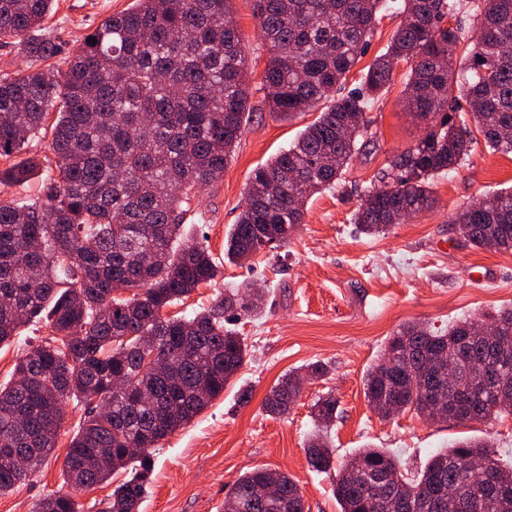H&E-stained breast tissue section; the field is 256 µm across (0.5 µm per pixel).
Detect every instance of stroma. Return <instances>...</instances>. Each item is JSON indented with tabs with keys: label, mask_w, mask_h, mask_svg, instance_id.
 <instances>
[{
	"label": "stroma",
	"mask_w": 512,
	"mask_h": 512,
	"mask_svg": "<svg viewBox=\"0 0 512 512\" xmlns=\"http://www.w3.org/2000/svg\"><path fill=\"white\" fill-rule=\"evenodd\" d=\"M135 0H56L47 28L66 46ZM402 0H387L381 21L361 64L349 77L356 85L363 68L384 51L400 23ZM234 16L247 48L251 120L235 154L215 184L202 189L185 216L186 231L208 246L220 268L211 284L170 307V314L192 316L216 295L240 291L250 283L269 301L263 313L229 312L250 348V358L223 394L186 427L151 449V474L142 512H220L239 475L256 467L294 478L308 512H339L333 476L313 471L307 442L314 429L311 407L331 394L338 401L331 440L337 460L373 446L402 453L410 469L436 450L466 438L494 440L512 451V413L489 421L432 422L415 411L382 419L364 394V377L378 361L398 327L424 321L448 327L512 307V252L462 246L455 215L481 196L512 189V154L476 144L455 170L436 175L433 210L397 224L384 235L361 233L352 221L360 196L377 184L390 157L414 146L425 123L403 105L409 67L399 63L380 100L367 112L372 140L356 153L335 190L313 195L303 224L287 244L239 265L224 256V241L244 208L249 176L314 120V113L284 119L271 112L263 78L270 53L254 17L253 0H233ZM50 334L41 324L21 328L0 345V384L13 374L24 349ZM329 366L328 376L302 389L284 415L265 411L269 390L285 374L314 362ZM250 389L242 405L238 394ZM82 413L68 410L58 445L31 481L0 495V512H33L45 493L63 486L62 461Z\"/></svg>",
	"instance_id": "obj_1"
}]
</instances>
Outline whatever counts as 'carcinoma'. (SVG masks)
<instances>
[{
    "label": "carcinoma",
    "instance_id": "1",
    "mask_svg": "<svg viewBox=\"0 0 512 512\" xmlns=\"http://www.w3.org/2000/svg\"><path fill=\"white\" fill-rule=\"evenodd\" d=\"M54 2L0 0V43L28 60L0 74V157H13L48 130L57 172L34 198L0 200V344L35 319L52 333L0 384V494L37 476L72 402L83 418L63 460L64 483L89 490L129 469L101 512H140L148 458L137 465L126 449L160 447L224 393L248 356L224 313L258 314L264 306V294L246 288L191 317L163 315L220 273L207 246L184 234V214L200 187L223 177L249 122L245 46L232 0H137L68 50L44 34ZM384 2L255 0L270 50L264 85L272 111L289 119L317 106L320 112L288 149L252 171L246 205L224 244L228 261H249L275 237L287 242L310 196L336 187L367 138L366 111L400 62L410 65L404 105L429 124L416 145L392 156L380 185L364 193L353 221L365 233H383L435 207L431 179L458 168L474 143L454 113L470 115L490 150L512 153V0H472L480 22L461 62L455 54L464 33L444 26L457 0H403V19L385 52L343 95ZM61 55L65 71L50 63ZM39 167L35 157L14 162L0 169V183L24 188ZM455 223L466 246L512 250V190L479 199ZM118 286L131 295H114ZM479 323L512 336V308ZM462 337L459 325H402L365 375L371 408L389 402V418L410 408L434 419L436 409L412 388L409 374L429 353L444 351L458 359L445 405L468 403L472 421L503 413L486 381L503 369L512 373V349L499 365H483L481 341L463 349ZM151 356L166 374L146 367ZM298 379L284 376L265 410L287 413L299 396ZM313 409L308 464L335 470L340 512H367L377 492L406 496L420 503L419 512H448L450 484L460 491L458 512H512V494L483 492L486 478L461 467L479 458L490 476L512 474V460L487 442L439 452L411 477L386 448H361L338 464L325 438L336 397L318 398ZM356 460L380 464L384 485L376 490L354 472ZM265 471L239 476L228 498L247 512H306L286 473L275 472L280 500L258 496ZM35 512H81V505L58 490L40 497Z\"/></svg>",
    "mask_w": 512,
    "mask_h": 512
}]
</instances>
